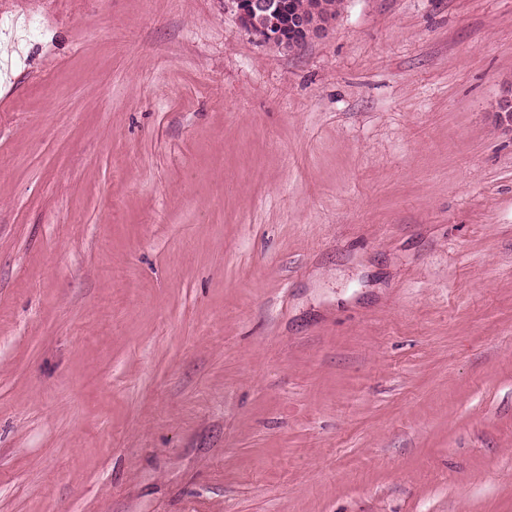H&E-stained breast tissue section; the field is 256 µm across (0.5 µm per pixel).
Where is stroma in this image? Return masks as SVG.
Here are the masks:
<instances>
[{
    "mask_svg": "<svg viewBox=\"0 0 512 512\" xmlns=\"http://www.w3.org/2000/svg\"><path fill=\"white\" fill-rule=\"evenodd\" d=\"M0 19V512H512V0ZM312 8V16L310 8ZM295 11L308 15L292 18L289 15L288 0H225L224 8L234 13L241 28L258 37L262 42H288V51L294 47L288 36H292L294 44L303 45L321 36L331 25L332 19L327 18L321 10L337 17L343 8V0H294Z\"/></svg>",
    "mask_w": 512,
    "mask_h": 512,
    "instance_id": "obj_1",
    "label": "stroma"
}]
</instances>
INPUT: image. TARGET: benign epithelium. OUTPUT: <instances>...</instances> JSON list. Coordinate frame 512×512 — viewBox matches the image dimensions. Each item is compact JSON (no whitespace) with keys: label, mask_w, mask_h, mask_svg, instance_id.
Instances as JSON below:
<instances>
[{"label":"benign epithelium","mask_w":512,"mask_h":512,"mask_svg":"<svg viewBox=\"0 0 512 512\" xmlns=\"http://www.w3.org/2000/svg\"><path fill=\"white\" fill-rule=\"evenodd\" d=\"M224 8L234 13L241 28L262 42L293 41L303 45L321 36L332 19L314 5L312 15L293 18L288 0H224Z\"/></svg>","instance_id":"1"}]
</instances>
